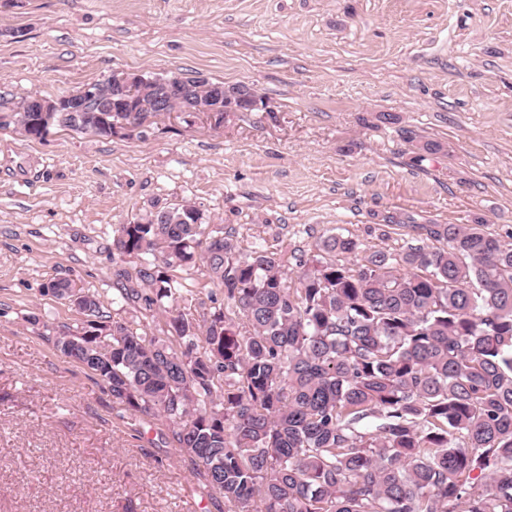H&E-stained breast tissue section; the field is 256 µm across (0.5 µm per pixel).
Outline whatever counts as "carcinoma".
<instances>
[{"instance_id":"carcinoma-1","label":"carcinoma","mask_w":512,"mask_h":512,"mask_svg":"<svg viewBox=\"0 0 512 512\" xmlns=\"http://www.w3.org/2000/svg\"><path fill=\"white\" fill-rule=\"evenodd\" d=\"M196 209L199 224L178 216ZM184 202L122 224L119 308L168 303L173 340L109 320L95 374L172 442L231 512H512V233L420 226L443 248L370 252L330 236L295 258L209 238L224 307L187 317L171 271L207 234Z\"/></svg>"}]
</instances>
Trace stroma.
Returning a JSON list of instances; mask_svg holds the SVG:
<instances>
[{
  "mask_svg": "<svg viewBox=\"0 0 512 512\" xmlns=\"http://www.w3.org/2000/svg\"><path fill=\"white\" fill-rule=\"evenodd\" d=\"M115 71L242 83L270 109L109 138L0 125V512H227L164 421L54 346L84 319L56 280L161 335L163 312L112 304L136 265L113 228L189 202L241 255L512 231V0H0V113ZM174 275L181 311L223 306L205 263Z\"/></svg>",
  "mask_w": 512,
  "mask_h": 512,
  "instance_id": "stroma-1",
  "label": "stroma"
}]
</instances>
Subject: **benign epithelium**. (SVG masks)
Returning <instances> with one entry per match:
<instances>
[{
    "label": "benign epithelium",
    "instance_id": "benign-epithelium-1",
    "mask_svg": "<svg viewBox=\"0 0 512 512\" xmlns=\"http://www.w3.org/2000/svg\"><path fill=\"white\" fill-rule=\"evenodd\" d=\"M187 92L188 87L180 80L154 85L140 74L114 72L100 82L85 84L58 97L32 96L27 104L29 121L20 131L28 139L41 140L51 129L62 127L60 112L111 113L113 120L104 127V134L110 137L143 131L157 117L173 113L170 102ZM244 105L258 112L271 111L266 100L245 94L238 85H212L198 88L192 105L181 112L201 114L211 126L221 128L224 115L240 112Z\"/></svg>",
    "mask_w": 512,
    "mask_h": 512
}]
</instances>
